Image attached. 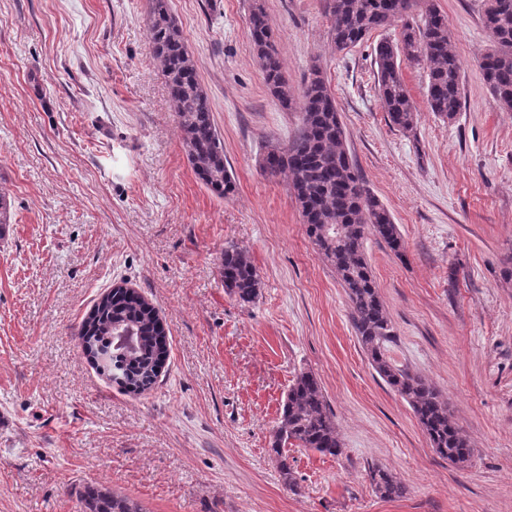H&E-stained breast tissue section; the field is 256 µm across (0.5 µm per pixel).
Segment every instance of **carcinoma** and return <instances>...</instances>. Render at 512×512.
<instances>
[{
	"instance_id": "carcinoma-1",
	"label": "carcinoma",
	"mask_w": 512,
	"mask_h": 512,
	"mask_svg": "<svg viewBox=\"0 0 512 512\" xmlns=\"http://www.w3.org/2000/svg\"><path fill=\"white\" fill-rule=\"evenodd\" d=\"M483 24L492 48L480 68L499 107L512 112V0H483ZM419 0H330V31L338 51L402 21L400 40L382 41L374 48L375 83L388 121L402 131L413 129L418 109L406 87L403 64L422 62L428 69L427 104L444 120H456L463 107L462 65L452 48L448 20L429 0L415 18ZM149 32L161 63L169 96L178 118L186 157L198 180L213 194L228 199L236 181L224 162V142L212 120V109L169 0H150ZM254 52L272 95L282 108L299 102L300 127L286 145L270 144L260 162L269 176L284 174L300 208L306 233L316 250L336 270L350 303V318L358 342L383 381L411 408L432 448L460 469L471 464L469 437L450 419L448 401L428 379L407 367L394 365L386 344L394 328L379 295L364 252L372 234L394 252L402 237L389 210L366 188L356 172L335 97L319 65L311 66L300 96L282 70L280 52L270 19L259 0L249 14ZM224 288L242 303L258 294L260 274L235 246L224 249ZM81 345L98 369L100 351H112V381L133 390L156 383L168 357L166 331L156 308L144 297L121 286L103 295L83 321ZM304 448L337 457L343 443L336 417L316 376L296 375L270 435L283 484L293 490L297 481L288 449ZM372 491L382 499L407 495L408 486L389 470L369 468ZM83 512H144L140 505L96 486L79 495Z\"/></svg>"
}]
</instances>
